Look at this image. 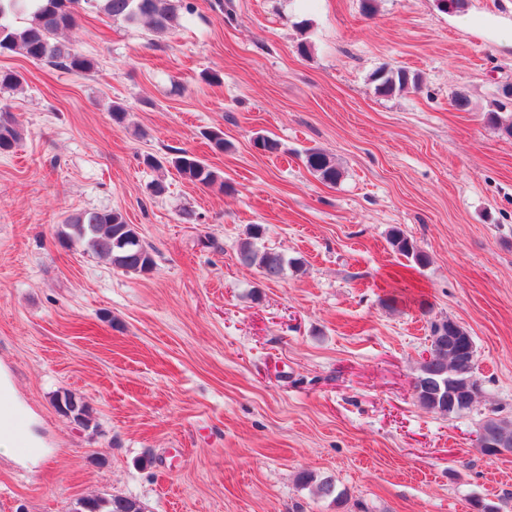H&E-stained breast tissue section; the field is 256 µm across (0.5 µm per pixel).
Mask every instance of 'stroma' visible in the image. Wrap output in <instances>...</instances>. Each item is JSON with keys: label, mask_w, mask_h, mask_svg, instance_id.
<instances>
[{"label": "stroma", "mask_w": 512, "mask_h": 512, "mask_svg": "<svg viewBox=\"0 0 512 512\" xmlns=\"http://www.w3.org/2000/svg\"><path fill=\"white\" fill-rule=\"evenodd\" d=\"M192 2L165 35L81 13L59 39L85 73L0 55L24 78L0 90L22 129L0 155V377L33 444L0 448V512L110 494L147 512H512V456L475 445L486 414L512 420V138L487 120L512 119V0ZM398 66L417 87L379 93ZM173 148L229 189L144 164ZM310 149L340 181L308 169ZM112 209L153 272L60 244L67 217ZM251 224L302 271L242 265ZM440 318L477 350L482 395L459 416L413 388ZM64 391L90 427L57 413ZM326 479L340 500L317 495ZM306 164L325 183L334 184L342 176V172L334 160L319 150L310 151L306 154ZM389 242L391 246L401 255L413 258L418 265H425L427 262L426 256L420 252L414 243L398 228L391 230L389 234ZM60 403H63L65 410L61 408ZM53 404L57 412L64 418H67L71 422H78L75 416L80 419V423L89 427L92 421V413L90 407L85 404L81 398H78L75 394L70 392H63L57 394L53 399ZM67 411L72 413L66 417Z\"/></svg>", "instance_id": "35a3bbf8"}]
</instances>
